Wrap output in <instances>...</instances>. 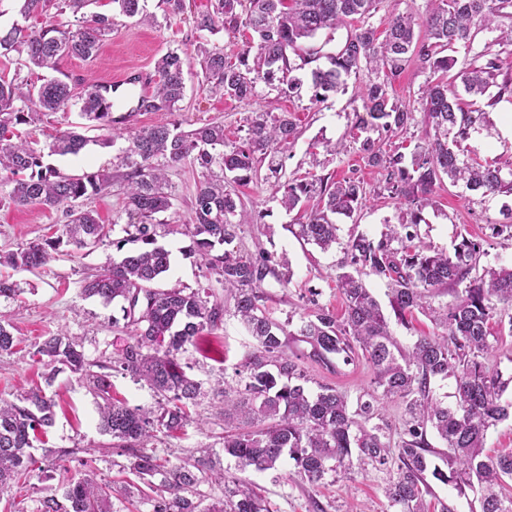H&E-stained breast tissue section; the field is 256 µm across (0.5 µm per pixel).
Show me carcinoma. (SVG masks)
Masks as SVG:
<instances>
[{
	"label": "carcinoma",
	"mask_w": 512,
	"mask_h": 512,
	"mask_svg": "<svg viewBox=\"0 0 512 512\" xmlns=\"http://www.w3.org/2000/svg\"><path fill=\"white\" fill-rule=\"evenodd\" d=\"M112 4L138 23L154 22L143 0ZM378 4L379 0H214L212 10L196 18V28L211 33L222 25L251 31L237 62L226 61L224 52L203 42L196 44L192 56L169 50L156 62L153 103L140 104L146 110L174 111L183 98L185 73L194 56L212 94L250 100L260 81L270 86L284 83L291 93L300 81L289 77L294 70L290 53L299 49L301 40L347 23L354 25V32L338 51L326 54L329 66L311 71V81L314 97L325 99L345 90L351 75L364 70L373 75L360 90L364 115L357 116L356 127L362 131H403L413 124L415 113L391 98L388 80L412 61L430 71L431 81L421 96L428 143L412 154L410 164L400 152L375 147L369 136L361 144L369 163L386 171L389 198L407 206L411 219L388 225L377 241L361 233L346 242L347 261L336 276L344 301L340 318L312 299L313 309L300 314L298 322L291 316L277 320L267 307L264 283L273 276L288 285L289 262H280L279 272L263 253L224 249L237 237L245 217L238 195L227 184L251 181L263 163L275 174L282 169L279 153L297 133L288 113H253L246 140L226 152L221 122L189 132L175 124L156 125L129 140L123 158L128 172L66 174L45 166L41 153L19 138L18 127L78 104L82 118L116 137V125L126 123L130 115L115 117L105 111L102 93L107 85L93 79L76 97L55 77L42 76L37 85L18 73L0 76V170L10 174L8 199L19 206L63 207L67 215L62 235L1 255L0 264L38 268L65 242L78 248L103 243L111 225L100 223L92 210L77 202L107 192L121 178L130 222L117 248L126 241L139 247L104 265L86 281L83 292L106 304H120L122 320L133 327L134 336L112 358V367L145 383L158 397L155 407L132 408L112 395L108 376L93 371V364L67 335L48 336L39 343L34 352L38 362L64 365L92 383L103 401L100 429L128 453L124 468L136 478L116 489L98 478L94 460L83 458L79 470L63 468L60 495L43 498L39 512H112L113 495L128 498L133 492L150 502L152 512H271L252 483L241 478L225 482L224 470L217 467L219 455L212 448L178 462L147 451L157 434L178 432L191 422L190 407L196 405L202 385L185 372L179 356L218 329L224 318V300L205 288L155 287L170 269V251L158 242L162 222L157 220L171 207L166 169L188 158L201 168L191 250L218 276L224 293L234 301V316L252 339L251 350L235 371L238 383L215 389L224 402V425H234V431L224 436V454L241 470L256 472L274 470L288 458L297 475L311 484L321 483L328 474L347 479L368 465L383 467L389 472L384 496L396 512H429L425 495L430 493V470L444 484L480 494L481 512H512V493L504 484V478L512 479V452L489 454L484 447L488 430L512 418V401L502 400L512 377L503 378L485 363L499 341L494 326L502 324L503 308H512V266L487 267L474 276L484 253L478 239L457 234L450 254L428 248L412 231L419 213L435 204L434 187L445 177L484 196L512 194V171L506 176L497 163H480L456 150L485 126L486 108L512 98V25L502 28L503 21L512 22V0H427L425 13L394 15L382 31L369 22ZM489 29L500 32L499 43L511 50L473 52L477 34ZM111 33L112 18L99 13L75 29L47 22L30 30L16 23L0 28V55L15 52L25 57L24 66L31 73L54 71L64 56L95 57ZM459 46L473 54L454 76L467 101L448 83L457 59L445 51ZM88 142L75 131H64L49 149L53 154L77 155ZM214 165L221 174L212 171ZM277 192L288 211L319 197L308 221L297 225L294 234L322 251L339 243V225L330 215L350 217L367 202L363 187L350 178L331 184L321 178L286 180L277 184ZM360 272L386 281L390 308L400 324L408 323L418 310L429 315L441 333L421 336L412 348H402L382 306L358 277ZM442 288L452 300L436 305L434 297ZM10 328L0 318V354H10L16 346ZM288 335L301 337L323 362L331 355L349 361L361 350L382 396L405 404L398 440L392 441L386 421L374 422L378 414L373 401L360 400L353 410L347 396L333 387L310 392L305 387L307 375L286 351L282 337ZM448 376L456 381L452 405L431 390L433 379ZM54 407L53 398L40 388L21 394L16 403L0 401V493L16 480L33 476L36 461L30 448L53 425ZM429 427L448 448L445 471L430 468L434 450L427 439ZM213 481L224 484V498L207 504L200 486Z\"/></svg>",
	"instance_id": "obj_1"
}]
</instances>
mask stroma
<instances>
[{"label":"stroma","mask_w":512,"mask_h":512,"mask_svg":"<svg viewBox=\"0 0 512 512\" xmlns=\"http://www.w3.org/2000/svg\"><path fill=\"white\" fill-rule=\"evenodd\" d=\"M186 4L184 14L172 17L166 15L161 0H147L146 8L153 13L156 22L143 25L116 14L110 0H98L92 10L112 17L111 36L103 42L96 59L62 58L57 78L78 94L88 79L105 82L130 68L154 67L167 50L190 51L201 39L223 50L227 60L236 61L243 46L241 32L222 28L212 33L197 31L194 16L206 9L209 0H186ZM295 75L303 82L300 95L288 96L261 82L255 98L238 102L209 95L201 67L195 63L186 75L185 95L176 111L135 113L130 122L123 125L122 138L114 143L101 144V131L87 128L75 108L51 113L41 122L20 126L19 131L35 148L44 151V162L50 167L73 174L101 169L116 172L122 168L127 135L145 128L175 123L181 130L189 131L216 121L223 123L226 142L231 145L244 137L251 112L260 109L291 114L298 136L283 154L280 176L272 177L264 169L257 178L237 189L248 217L232 247L252 254L265 252L287 257L292 270L290 283L283 286L270 277L264 284L270 297L269 306L278 320L302 313L313 300L340 315L344 304L336 287V276L345 259L344 250L338 246L323 252L291 233V225L304 222L305 214L298 210L289 212L280 206L274 194L277 179L313 174L330 182L349 177L360 180L367 194L366 207L353 218L339 216L335 219L344 240L357 233L379 239L387 225L402 222L405 211L384 189L385 170L370 165L355 140V112L362 107L357 90L366 81V74L350 77L344 92L322 103L312 99L309 69L296 70ZM429 79V71L414 61L392 78L390 91L400 103L417 113L421 110L420 97ZM511 113L512 100L491 108L489 126L472 133L470 139L463 142V149L477 153L481 159L498 162L503 169H511L512 122L507 119ZM70 129L84 133L88 139L81 153L76 156L50 153L54 135ZM337 142L345 144V151L328 154L326 144ZM199 177V167L187 161L167 171L172 206L160 216L164 225L160 242L171 251L172 265L166 279L159 281V288L176 281L190 289L208 286L217 292L222 289L221 284H210L203 262L190 251L193 203ZM9 190L7 175L0 172L1 252L61 235L65 223L62 209L14 205L7 198ZM435 200L434 206L420 213L418 231L426 245L452 251L457 233L462 232L483 244L485 253L479 259V267L512 265V236H497L491 229L492 224L512 222V195L484 196L464 185L445 181L436 185ZM88 206L97 212L102 223L112 225L109 241L94 248L61 246L54 258L38 269L14 270L0 266V279L10 278L22 288L18 298L0 300V314L12 324L13 334L18 339L12 354L0 355V399L16 400L21 390L42 384L56 401L48 442L36 444L32 450L40 467L38 475L24 485L1 493L0 512H37L41 499L57 493L61 475L53 453L59 449H76V457L68 462L70 469H77L80 458L93 456L102 477L116 482L124 478L119 466L126 461L125 453L113 447L110 436L100 432L98 398L89 381L62 365L48 369L37 363L34 356L37 344L44 337L64 333L76 341L88 362L108 365L116 349L129 339V329L112 323L113 318L121 314L119 304H103L82 291L87 279L110 260L121 256L115 243L123 239V229L129 221L122 184L114 183L107 193L89 200ZM286 343L288 354L298 356L310 389L327 385L346 394L352 403L369 389L374 373L366 358L359 356L346 363L334 357L324 363L313 358L310 345L300 338L287 337ZM251 344L244 326L228 312L221 327L206 337L201 347H187L181 354L183 369L202 384L203 394L196 407L200 420L175 434H159L153 442L158 454L176 459L193 455L205 446L222 450L224 423L213 389L232 377ZM222 462L226 477L242 475L252 481L268 500L272 512H392L382 491L386 474L379 470L356 475L351 481L328 478L314 486L297 478L289 460L283 461L278 469L264 473L240 471L235 459L229 456L223 457Z\"/></svg>","instance_id":"obj_1"}]
</instances>
